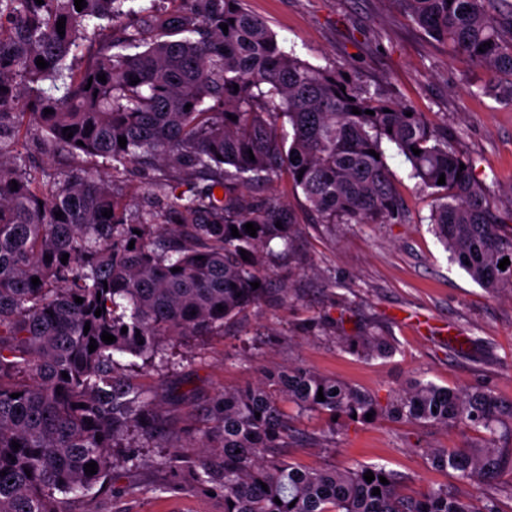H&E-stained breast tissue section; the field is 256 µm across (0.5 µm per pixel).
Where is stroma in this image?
I'll return each instance as SVG.
<instances>
[{
  "label": "stroma",
  "mask_w": 512,
  "mask_h": 512,
  "mask_svg": "<svg viewBox=\"0 0 512 512\" xmlns=\"http://www.w3.org/2000/svg\"><path fill=\"white\" fill-rule=\"evenodd\" d=\"M286 50L307 63L360 78L383 95L411 104L453 136L494 198L503 221L512 220V103L475 95L487 73L449 53L407 20L391 0H245ZM386 163L406 208L402 224H315L302 193L287 179L256 184L251 195L287 204L296 217L292 254L267 271L271 289L286 288L208 336L174 340L169 368H137L132 377L161 403L167 429L157 439L132 436L120 449L117 479L67 500L66 512H224L222 495L208 487L176 484L163 458L179 452L195 462L188 442L197 420L224 389L258 380L262 370L304 365L371 393L380 405L413 377L448 388L485 385L512 400V294L483 288L452 260L434 235L429 192L408 176L394 149ZM345 297L344 306L334 303ZM376 321L394 337L389 358H362L340 348L339 335ZM296 438L291 461L307 467L377 464L406 476V494L444 484L466 496L470 484L454 471L431 469L429 448L484 443L483 433L440 429L379 417L336 425L297 415L284 404Z\"/></svg>",
  "instance_id": "35a3bbf8"
}]
</instances>
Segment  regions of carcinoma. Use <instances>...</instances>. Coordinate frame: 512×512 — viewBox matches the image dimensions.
<instances>
[{
  "instance_id": "cac0c4a2",
  "label": "carcinoma",
  "mask_w": 512,
  "mask_h": 512,
  "mask_svg": "<svg viewBox=\"0 0 512 512\" xmlns=\"http://www.w3.org/2000/svg\"><path fill=\"white\" fill-rule=\"evenodd\" d=\"M85 2L78 11L74 0H0V512H63L58 495L82 497L117 479L113 448L131 432L150 438L161 429L155 396L124 374L119 358H136L132 367L166 365L167 338L211 334L263 301L265 267L290 254L296 224L286 205L248 196L253 182L288 175L317 224L399 223L404 208L385 139L409 163V177L434 195L430 223L459 265L484 288L512 292V232L501 230L472 164L425 113L285 51L244 0H167L163 8L157 0ZM394 2L424 33L488 72L478 92L512 101V0ZM36 151L66 152L86 166L51 177L32 161ZM132 166L155 171L135 213L126 191ZM109 209L112 216H102ZM249 222L258 227L254 237L245 233ZM505 257L511 264L502 270ZM104 332L116 340L104 343ZM338 343L366 358L394 352L366 325ZM284 400L301 414L324 415L331 437L333 418L364 422L380 412L370 394L289 365L216 398L192 443L201 449L198 467L183 470L177 453L163 465L174 478L219 488L224 512H502L480 490L460 497L433 485L411 497L406 477L376 464L340 470L289 461ZM387 413L489 435L479 447L428 452L433 469L475 485L512 471V448L493 439L512 422V401L488 387L452 390L416 379ZM91 461L97 473L87 475Z\"/></svg>"
}]
</instances>
